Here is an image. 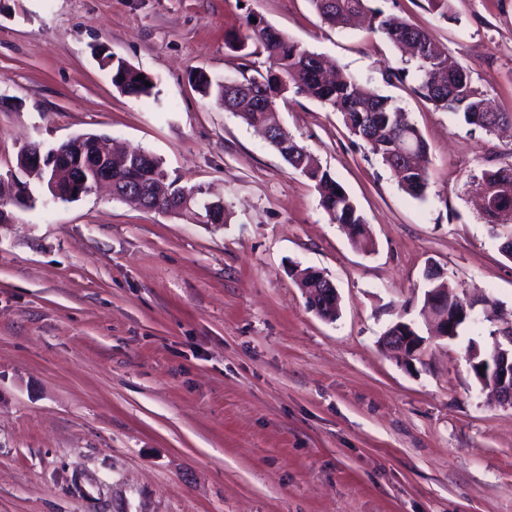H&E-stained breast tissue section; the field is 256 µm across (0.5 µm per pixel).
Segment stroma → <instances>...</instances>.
I'll list each match as a JSON object with an SVG mask.
<instances>
[{
	"label": "stroma",
	"mask_w": 512,
	"mask_h": 512,
	"mask_svg": "<svg viewBox=\"0 0 512 512\" xmlns=\"http://www.w3.org/2000/svg\"><path fill=\"white\" fill-rule=\"evenodd\" d=\"M448 49L512 112V0H370ZM263 17L392 96L429 145L425 199L406 194L338 113L299 97L281 125L352 196L356 247L309 180L194 78L252 75L238 44ZM103 47L157 81L114 87ZM414 70L384 39L329 26L308 0H0V173L19 148L105 134L211 189L226 224L135 208L98 191L0 224V512H512V408L468 351L493 323L428 342L412 366L379 338L417 317L435 263L453 291L512 318V259L476 206L512 131L470 129L386 83ZM321 272V319L291 274Z\"/></svg>",
	"instance_id": "1"
}]
</instances>
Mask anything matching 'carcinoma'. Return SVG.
<instances>
[{"instance_id":"carcinoma-1","label":"carcinoma","mask_w":512,"mask_h":512,"mask_svg":"<svg viewBox=\"0 0 512 512\" xmlns=\"http://www.w3.org/2000/svg\"><path fill=\"white\" fill-rule=\"evenodd\" d=\"M369 0H309L321 18L331 26L349 28L365 14H370L369 32L379 35L400 49L415 46L414 56L418 60L416 86L413 91L437 110L455 114L460 122L472 129L491 133L501 126L512 125V113L495 112L488 106L484 92L474 85L469 72L448 58L446 48L437 44L423 30L404 19L386 14L380 9L368 7ZM248 38L266 54L271 65L266 73L245 77L239 81L240 88L230 90L225 83L212 81L203 73L195 77L202 95L214 96L224 110L240 116L248 125L261 129L276 121L272 113L277 111V102H287L288 95L305 96L320 102L324 107L340 115L345 128L369 153L379 157L388 169H393V160L407 152L411 162L403 165L401 172L394 173L400 188L416 199H424L430 183L428 145L419 129L411 122L408 112L391 97L377 91L366 90L357 81L342 72L328 73L321 58L291 39L284 31L269 24L261 17L248 18ZM100 65L109 70L112 84L122 93L140 97L150 96L154 79L123 58L111 61V55L102 57ZM151 85H145V82ZM289 141L288 154L282 155L288 167L303 174L319 195L320 207L336 224L352 228L353 233L366 239V222L355 201L342 184L324 169L315 157L284 129L270 136L268 142L275 145L277 137ZM100 139L97 133H83L58 145L45 147L30 143L18 152L15 170L25 177L26 153L43 155L59 154L73 165L83 163L76 143ZM112 178L121 182L117 187L118 199L128 189L146 188L158 181L166 180V172L155 156L138 157L131 152L112 160ZM488 187H500L512 193V163L487 170L482 175ZM487 223L503 229L504 242L512 241V197L504 199L495 210H482Z\"/></svg>"}]
</instances>
